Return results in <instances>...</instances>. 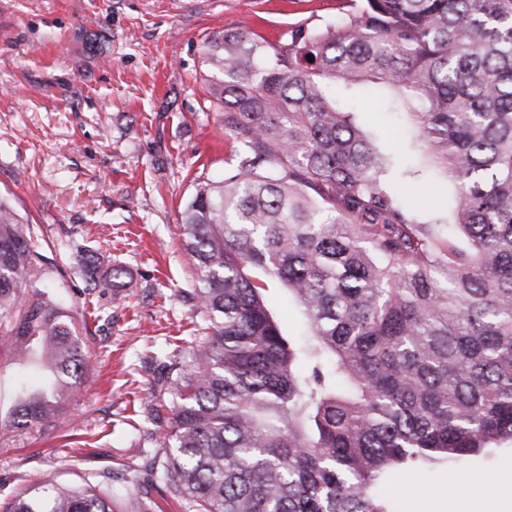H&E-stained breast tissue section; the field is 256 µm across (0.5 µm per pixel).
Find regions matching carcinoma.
<instances>
[{
    "mask_svg": "<svg viewBox=\"0 0 512 512\" xmlns=\"http://www.w3.org/2000/svg\"><path fill=\"white\" fill-rule=\"evenodd\" d=\"M349 6L280 44L207 41L213 107L243 149L182 207L198 286L169 430L130 488L48 479L3 512H394L380 492L394 472L512 443V0ZM336 78L406 115L451 188L446 214L401 194L427 175L336 107ZM46 265L0 200V340L49 372L17 385L6 428L55 426L88 368L71 310L27 291ZM275 285L305 338L281 330Z\"/></svg>",
    "mask_w": 512,
    "mask_h": 512,
    "instance_id": "1",
    "label": "carcinoma"
}]
</instances>
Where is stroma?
Instances as JSON below:
<instances>
[{"label": "stroma", "instance_id": "stroma-1", "mask_svg": "<svg viewBox=\"0 0 512 512\" xmlns=\"http://www.w3.org/2000/svg\"><path fill=\"white\" fill-rule=\"evenodd\" d=\"M347 0H0V199L47 242L39 287L86 313L92 366L56 429L0 433V502L40 479L132 478L161 445L160 378L192 339L195 280L179 242L197 177L219 178L239 149L209 107L205 45L246 26L268 42L344 16ZM368 132L405 146L403 119L374 93L337 91ZM104 257L117 283L88 290L79 260ZM512 470V445L464 466L392 477L396 512H457L450 485Z\"/></svg>", "mask_w": 512, "mask_h": 512}]
</instances>
